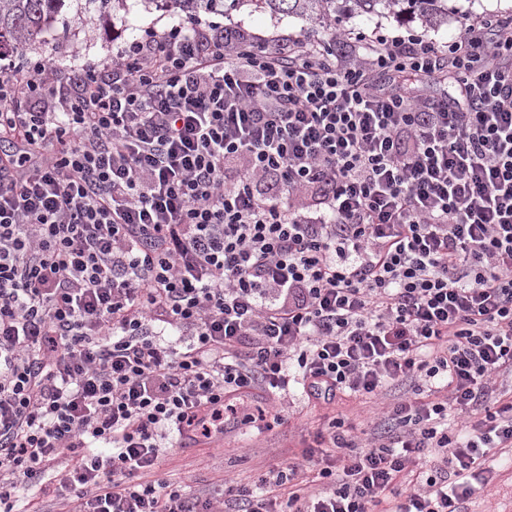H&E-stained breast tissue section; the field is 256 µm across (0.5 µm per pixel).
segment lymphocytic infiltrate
Here are the masks:
<instances>
[{"label":"lymphocytic infiltrate","mask_w":512,"mask_h":512,"mask_svg":"<svg viewBox=\"0 0 512 512\" xmlns=\"http://www.w3.org/2000/svg\"><path fill=\"white\" fill-rule=\"evenodd\" d=\"M0 48V512H464L512 457V16L364 55L195 20L65 83ZM461 75L452 101L408 80ZM378 75L396 82L385 90ZM426 385L223 499L145 480L246 399Z\"/></svg>","instance_id":"lymphocytic-infiltrate-1"}]
</instances>
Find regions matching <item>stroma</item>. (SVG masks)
<instances>
[{
  "mask_svg": "<svg viewBox=\"0 0 512 512\" xmlns=\"http://www.w3.org/2000/svg\"><path fill=\"white\" fill-rule=\"evenodd\" d=\"M463 11L512 14V0H448L447 23L433 28L424 27L417 20L389 16L344 18L336 26L337 31L347 36L343 42L310 22L260 7L255 0H243L239 8L223 14H200L199 20L202 25L218 29L235 26L264 39L306 34L327 49L344 52L356 36L369 41L378 34L394 37L409 30L439 43L447 42ZM180 19V13L155 8L147 0H118L103 17L92 12L79 21L59 18L51 30L26 46L24 55L32 59L52 58L58 75L63 76L85 62L109 59L132 36L162 34ZM383 404V399L355 394L341 396L330 404H314L304 400L294 387L287 402L275 406L280 420L270 430L260 433L244 425H230L224 433L193 447L169 448L156 475L184 486L193 494L214 496L223 492L225 480L249 485L270 468L302 462L313 435L326 430L332 420L362 427L373 409ZM466 512H512V467H496L489 483L467 502Z\"/></svg>",
  "mask_w": 512,
  "mask_h": 512,
  "instance_id": "obj_1",
  "label": "stroma"
}]
</instances>
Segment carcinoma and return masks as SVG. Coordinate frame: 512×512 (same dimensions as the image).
I'll use <instances>...</instances> for the list:
<instances>
[{"label":"carcinoma","mask_w":512,"mask_h":512,"mask_svg":"<svg viewBox=\"0 0 512 512\" xmlns=\"http://www.w3.org/2000/svg\"><path fill=\"white\" fill-rule=\"evenodd\" d=\"M65 0H0V40L26 45L44 34L54 23ZM188 17L201 12L229 10L242 0H155ZM275 13L330 25L345 16L379 14L414 15L434 27L448 20V0H255Z\"/></svg>","instance_id":"1"}]
</instances>
